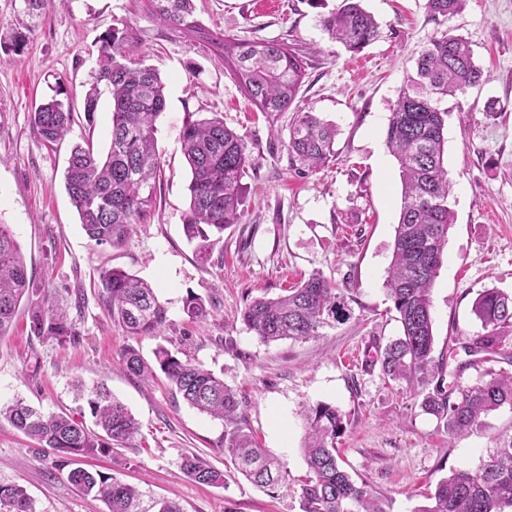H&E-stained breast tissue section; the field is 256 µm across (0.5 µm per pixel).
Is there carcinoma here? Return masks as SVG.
I'll list each match as a JSON object with an SVG mask.
<instances>
[{
    "label": "carcinoma",
    "mask_w": 512,
    "mask_h": 512,
    "mask_svg": "<svg viewBox=\"0 0 512 512\" xmlns=\"http://www.w3.org/2000/svg\"><path fill=\"white\" fill-rule=\"evenodd\" d=\"M467 0H427L429 16L448 20ZM144 10L169 31L187 36L199 48L224 58L235 83L265 114L288 111L306 77L308 62L298 49L274 41L228 39L205 26L196 14L195 0H143ZM328 37L357 53L378 38L379 24L362 0H341L320 17ZM133 26L105 32L97 70L86 93L84 114L93 122L103 85L112 96L110 143L102 156L92 139L76 145L65 169V189L79 222L96 245L123 246L132 225L140 223L154 203V186L161 172L157 150V121L166 106V84L140 57ZM484 81V71L462 36L440 33L416 58L415 73L399 90L385 131L389 152L401 177V208L395 228L392 259L385 280L388 299L398 314L401 333L377 354L387 378L416 389L427 376L436 378L422 400L425 412L443 422L451 437L485 425L487 416L507 405L512 408V375L491 367L472 384H448L442 363L432 357L434 347L432 286L438 276L443 249L454 224L451 186L444 166L448 111L439 103L463 95ZM55 95L31 114L33 131L46 145L64 139L72 125L70 103ZM337 129L316 113L296 111L289 128L288 153L300 166L317 169L335 157ZM182 149L190 168V204L183 230L200 259L208 260L224 228L241 222L247 186L243 183L252 157L244 136L224 125L216 115L188 116L181 129ZM32 277L20 244L6 224H0V337L12 327L22 301L29 299ZM103 303L112 321L132 336H159L167 310L154 288L124 270L100 275ZM184 312L191 319L209 314L206 303L188 294ZM472 312L484 333L471 339L465 353H482L495 361L512 333V295L497 288L479 292ZM344 289L316 271L276 298L257 297L242 312V321L259 340H306L351 318ZM31 333L43 340L63 341L76 334L64 309L35 305ZM120 361L127 374L153 381L163 374L191 407L224 422L221 449L236 471L257 487L277 490L288 482L286 463L260 447L240 412L236 391L211 370L183 361L160 345L148 360L136 348L125 347ZM96 430L65 413L44 414L20 400L0 405V420L51 449L67 482L84 495L102 500L108 512H148L139 491L116 477L83 466V458L103 454L139 432L129 409L100 388L88 399ZM302 450L308 474L300 481V512H383L367 485L355 482L340 463L337 439L346 431L336 406L317 402L304 410ZM190 479L222 486L226 473L197 457L183 460ZM433 503L415 512H512V434L496 439L473 470H456L441 478ZM36 512L35 502L19 485H0V510Z\"/></svg>",
    "instance_id": "cac0c4a2"
}]
</instances>
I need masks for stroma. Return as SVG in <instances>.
Returning a JSON list of instances; mask_svg holds the SVG:
<instances>
[{
  "label": "stroma",
  "instance_id": "35a3bbf8",
  "mask_svg": "<svg viewBox=\"0 0 512 512\" xmlns=\"http://www.w3.org/2000/svg\"><path fill=\"white\" fill-rule=\"evenodd\" d=\"M339 0H196L203 23L226 36L277 40L298 47L309 63L298 108L336 124V159L299 170L288 153L293 112H260L235 84L221 57L194 47L145 14L142 0H55L42 19L24 15L22 0H0V24L25 33L21 53L0 47V224L10 225L33 274V302L62 306L75 338L42 340L19 314L0 338V400L23 399L42 412H87L86 391L102 386L140 424L132 444L94 457L93 469L135 485L144 506L177 501L182 512H299L291 489L268 493L234 473L220 450L222 421L190 407L165 381L127 375L119 353L134 344L144 357L157 345L221 374L243 398L246 420L262 447L285 461L292 477L306 473L301 454L302 411L327 402L344 414L338 442L345 469L366 483L384 512H414L454 469L472 468L493 439L512 433V408L487 418L485 429L448 436L426 414L421 391L388 379L377 350L400 333L385 293L401 183L385 145L390 109L412 74L418 53L449 29L466 38L488 77L464 96L445 100V165L455 223L433 287L434 360L453 371L469 367L465 383L484 365L463 347L480 334L471 312L482 289L512 293V0H468L462 13L438 24L426 0H364L381 27L360 53L331 41L320 16ZM126 21L139 31L147 65L166 82L167 105L157 122L163 165L155 207L134 225L120 248L90 242L64 187L70 151L92 138L100 151L110 139L112 100L102 92L94 120L81 108L97 68L98 39ZM77 110L69 134L45 147L30 114L55 83ZM502 107L485 115L488 101ZM223 116L243 135L254 167L241 223L224 231L209 261L183 234L190 170L180 132L188 113ZM121 268L150 282L167 308L161 337L130 338L108 317L99 274ZM349 290L354 317L325 336L261 343L241 313L256 296H277L312 272ZM214 307L203 319L183 311L187 294ZM196 455L227 474L224 486L195 483L181 468ZM24 486L36 512H107L81 494L54 458L0 421V485Z\"/></svg>",
  "mask_w": 512,
  "mask_h": 512
}]
</instances>
